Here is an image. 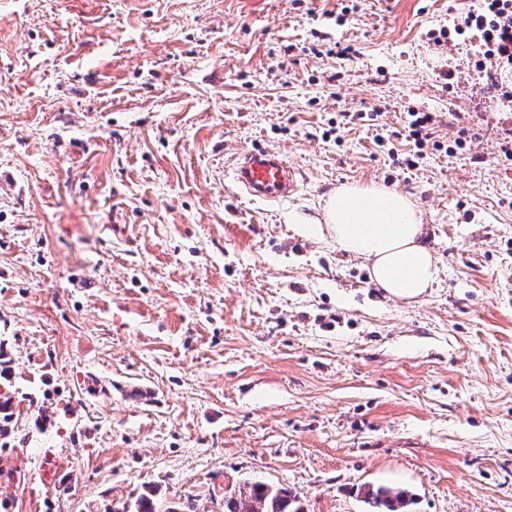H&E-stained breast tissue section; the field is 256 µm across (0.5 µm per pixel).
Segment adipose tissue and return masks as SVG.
<instances>
[{"mask_svg": "<svg viewBox=\"0 0 512 512\" xmlns=\"http://www.w3.org/2000/svg\"><path fill=\"white\" fill-rule=\"evenodd\" d=\"M323 222L340 249L369 262L371 279L387 296L413 300L436 281L437 259L421 241L424 226L410 197L345 183L328 195Z\"/></svg>", "mask_w": 512, "mask_h": 512, "instance_id": "adipose-tissue-1", "label": "adipose tissue"}]
</instances>
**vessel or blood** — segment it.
Segmentation results:
<instances>
[{"instance_id": "vessel-or-blood-1", "label": "vessel or blood", "mask_w": 512, "mask_h": 512, "mask_svg": "<svg viewBox=\"0 0 512 512\" xmlns=\"http://www.w3.org/2000/svg\"><path fill=\"white\" fill-rule=\"evenodd\" d=\"M232 176L247 195L267 202L288 198L299 186L297 171L272 151L252 150L242 154L233 166Z\"/></svg>"}]
</instances>
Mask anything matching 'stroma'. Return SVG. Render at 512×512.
<instances>
[{
    "label": "stroma",
    "instance_id": "stroma-1",
    "mask_svg": "<svg viewBox=\"0 0 512 512\" xmlns=\"http://www.w3.org/2000/svg\"><path fill=\"white\" fill-rule=\"evenodd\" d=\"M477 4L0 0V512H512V100L431 37ZM258 148L296 193L234 187ZM344 183L415 202L423 299L318 229ZM407 125L405 131L407 135L406 139L412 145L408 155L405 157L402 165L406 169L417 168L420 164V160H423L427 156L425 151L426 147H429L431 140L434 138L433 130L438 123L437 116L430 112H416L410 110L407 113ZM288 491L265 483H254L249 492L224 496V512H290ZM379 487L376 490L369 488L365 492V500L369 505L370 512H402L406 504V493L404 491H393Z\"/></svg>",
    "mask_w": 512,
    "mask_h": 512
}]
</instances>
